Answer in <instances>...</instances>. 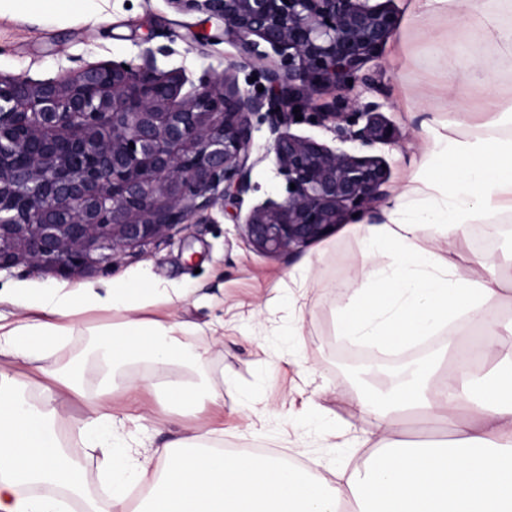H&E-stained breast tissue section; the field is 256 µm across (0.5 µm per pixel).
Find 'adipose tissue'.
<instances>
[{
    "mask_svg": "<svg viewBox=\"0 0 512 512\" xmlns=\"http://www.w3.org/2000/svg\"><path fill=\"white\" fill-rule=\"evenodd\" d=\"M416 7L422 20L465 25L443 57L458 81V118L443 123L425 113L426 150L408 184L381 221L352 224L359 253L334 327L379 351L451 323L456 329L390 391L351 400L355 420L375 422L367 456L333 479L276 453L215 446L203 425L145 447L146 426L122 397L149 387L184 412L224 400L200 373L205 353L187 342L191 326L129 318L96 327L92 397L82 359L65 363L58 351L85 308L133 311L153 304L162 289L145 277L84 297L18 296L11 305L36 316L0 323V512H512V317L503 313L512 304V252L468 253L476 220L512 212V101L465 109L473 89L488 82L477 50L512 58V25L475 0H416ZM437 236L445 247L433 246ZM384 250L392 254L386 265L377 261ZM30 386L37 396L27 395ZM69 396L84 399L74 424L100 452L98 476L66 453L60 409ZM409 416L440 421L447 440H404L399 426ZM94 480L107 488V505L90 495Z\"/></svg>",
    "mask_w": 512,
    "mask_h": 512,
    "instance_id": "adipose-tissue-1",
    "label": "adipose tissue"
}]
</instances>
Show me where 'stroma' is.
Masks as SVG:
<instances>
[{"instance_id":"35a3bbf8","label":"stroma","mask_w":512,"mask_h":512,"mask_svg":"<svg viewBox=\"0 0 512 512\" xmlns=\"http://www.w3.org/2000/svg\"><path fill=\"white\" fill-rule=\"evenodd\" d=\"M399 25L378 58L368 61L371 81L357 85L356 96L379 102L400 133L396 146L378 149L387 166L386 195L397 193L409 161L420 156L425 142L419 128L421 111L447 119L451 96L448 75L428 40L448 48L459 36L460 22L441 19L423 26L412 13V0H393ZM207 25L203 14L174 9L168 0H82L62 21L40 17L0 18V73L70 80L80 70L112 60L139 61L149 47L169 46L171 55L157 56L159 70L181 71L194 82L211 71L231 72L242 88H250L252 67L243 63L238 43L216 37L201 41ZM267 126L255 129L252 190L236 208H214L210 222L194 224L170 241L127 255L108 272L61 279L47 273L16 269L0 274V289L37 296L45 290L66 295L79 289L101 292L142 276L182 294L173 317L194 325L190 341L206 349L205 367L224 387V408L206 405L175 419L151 392L139 399L143 413L155 421L154 444L168 439L174 425L193 429L206 423L224 431L228 448L286 451L315 472L345 466L362 454L372 422H354L349 403L359 389L336 363L337 352L358 354V347L334 333L333 312L346 302L350 263L359 252L356 237L340 228L304 253L271 256L255 251L238 222L267 198L286 194L268 153ZM500 232L488 236L483 223L472 229L469 252L490 256L512 248V214L494 218ZM302 327V352L288 346V329ZM264 407V437L242 435L246 398Z\"/></svg>"}]
</instances>
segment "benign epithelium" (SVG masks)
Segmentation results:
<instances>
[{"label":"benign epithelium","mask_w":512,"mask_h":512,"mask_svg":"<svg viewBox=\"0 0 512 512\" xmlns=\"http://www.w3.org/2000/svg\"><path fill=\"white\" fill-rule=\"evenodd\" d=\"M168 2L222 23L263 91L209 71L186 91L188 79L159 70L150 49L138 64L91 65L70 81L0 75V272H105L121 253L236 204L261 161L253 133L263 124L288 188L242 224L255 250L299 252L383 201L388 172L374 151L398 133L379 103L349 93L370 81L364 65L398 26L391 0ZM326 87L336 91L326 110L307 113ZM296 107L363 155L290 133Z\"/></svg>","instance_id":"obj_1"}]
</instances>
